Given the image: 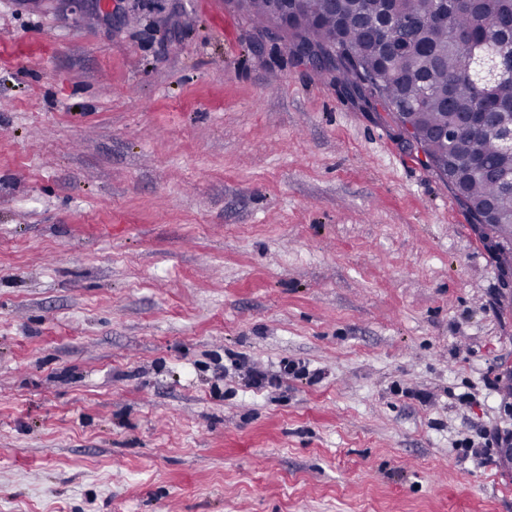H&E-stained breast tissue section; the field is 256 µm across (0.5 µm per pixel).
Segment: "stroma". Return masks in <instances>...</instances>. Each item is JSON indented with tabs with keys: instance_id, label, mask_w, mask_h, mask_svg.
Wrapping results in <instances>:
<instances>
[{
	"instance_id": "1",
	"label": "stroma",
	"mask_w": 512,
	"mask_h": 512,
	"mask_svg": "<svg viewBox=\"0 0 512 512\" xmlns=\"http://www.w3.org/2000/svg\"><path fill=\"white\" fill-rule=\"evenodd\" d=\"M470 226L224 0H0V512H512Z\"/></svg>"
}]
</instances>
